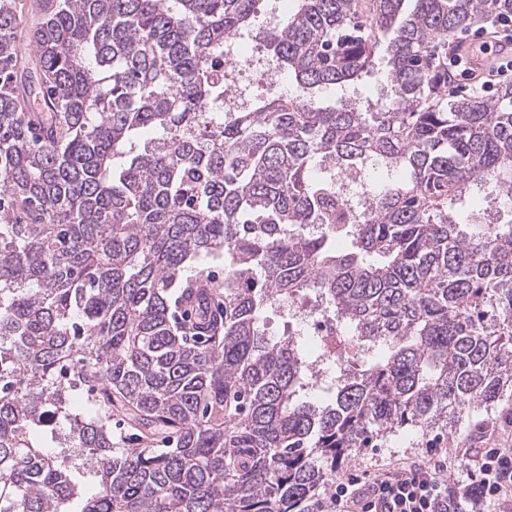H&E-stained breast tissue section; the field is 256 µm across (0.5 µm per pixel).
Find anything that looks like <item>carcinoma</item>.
<instances>
[{"mask_svg":"<svg viewBox=\"0 0 512 512\" xmlns=\"http://www.w3.org/2000/svg\"><path fill=\"white\" fill-rule=\"evenodd\" d=\"M263 2L0 0V512H319L351 452L512 393V203L466 229L473 189L512 194V85L448 96V35L486 0H297L266 50L301 94L226 118L225 51ZM389 32L392 95L324 103ZM221 252L190 338L170 291ZM282 294L358 345L320 403L303 338L266 332ZM199 269H204L209 277L218 282L224 283V253L214 255H201L196 258L190 259L186 263V268L182 274L178 285L171 290L170 307L171 313L180 320V314L187 311L178 303V298L190 283H195L196 272Z\"/></svg>","mask_w":512,"mask_h":512,"instance_id":"obj_1","label":"carcinoma"}]
</instances>
